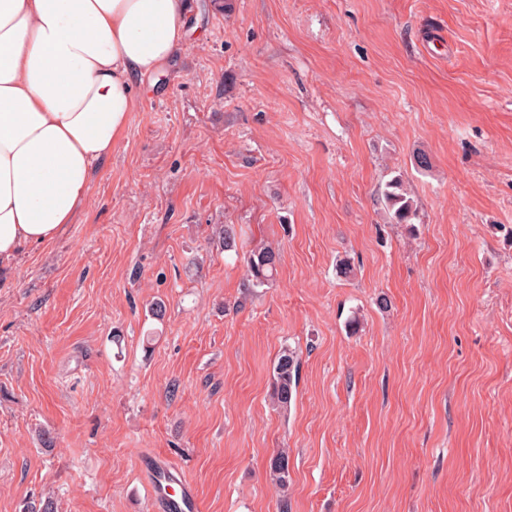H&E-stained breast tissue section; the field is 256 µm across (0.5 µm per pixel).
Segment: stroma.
<instances>
[{
    "label": "stroma",
    "mask_w": 512,
    "mask_h": 512,
    "mask_svg": "<svg viewBox=\"0 0 512 512\" xmlns=\"http://www.w3.org/2000/svg\"><path fill=\"white\" fill-rule=\"evenodd\" d=\"M187 29L75 222L0 266V512H161L153 460L198 512H512V0H189ZM385 193V199L391 209H394V218L397 220V224H410L409 220L414 215V209L412 207L411 200H409L402 192V185L399 180H392ZM412 225V224H410ZM248 285L252 288L269 283L277 271L280 254L270 246L256 245L245 253ZM300 362L292 349L285 347L273 366L270 400L275 409L287 414L296 395ZM269 476L283 492L291 480L290 460L286 450H278L269 460Z\"/></svg>",
    "instance_id": "obj_1"
}]
</instances>
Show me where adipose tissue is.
<instances>
[{
	"mask_svg": "<svg viewBox=\"0 0 512 512\" xmlns=\"http://www.w3.org/2000/svg\"><path fill=\"white\" fill-rule=\"evenodd\" d=\"M187 0H0V260L72 223L137 105L182 47Z\"/></svg>",
	"mask_w": 512,
	"mask_h": 512,
	"instance_id": "ef3b65f1",
	"label": "adipose tissue"
}]
</instances>
